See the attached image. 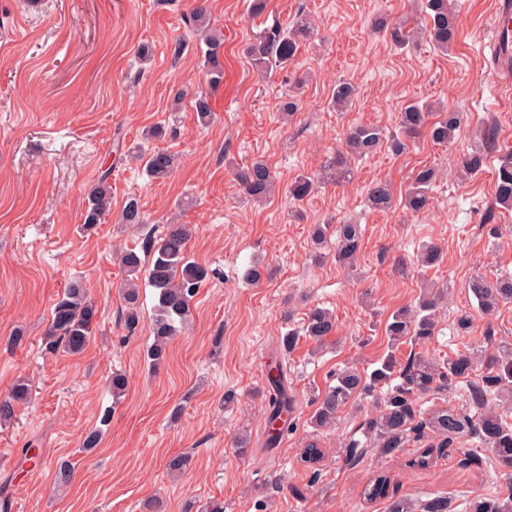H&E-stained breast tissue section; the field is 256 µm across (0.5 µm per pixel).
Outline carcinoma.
Listing matches in <instances>:
<instances>
[{
    "label": "carcinoma",
    "instance_id": "cac0c4a2",
    "mask_svg": "<svg viewBox=\"0 0 512 512\" xmlns=\"http://www.w3.org/2000/svg\"><path fill=\"white\" fill-rule=\"evenodd\" d=\"M422 10L427 16L429 40L437 48L446 50L456 36V0H424ZM190 31L204 45V67L212 87L219 86L224 79V39L210 29V18L203 7L196 8L185 17ZM312 33V25L300 14L292 25L282 27L275 24L263 31L246 48V55L255 68L272 71L284 68L291 62L301 43ZM355 94L349 82H339L333 91L336 107L347 106ZM194 111L198 121L207 124L212 119V109L207 95L193 96ZM431 110L425 105L412 104L399 116V124L405 133L415 135L426 130L436 144H447L454 140L461 124L460 114L446 112L435 122L429 121ZM381 130L372 125L355 126L347 134L346 145L351 154L363 157L375 153L381 146ZM461 168L468 174L483 170L486 157L481 152L465 154L460 159ZM147 175L157 181L171 176L175 168V157L165 150H154L145 155ZM112 169H107L89 186L83 226L87 230L104 222L112 215V186L109 179ZM435 172L431 168L417 171L412 177L405 195V205L420 212L429 204V192ZM237 179L246 195L256 201L270 197L276 186V177L270 167L255 161L237 172ZM319 184L318 175L312 172L297 175L289 184L288 192L297 200L309 197ZM367 201L379 210L388 208L392 202L390 187L378 182L369 186ZM494 201L504 209L512 208V150L506 152L495 173ZM118 222L138 227L146 223L145 213L138 200L129 198L121 209ZM190 237L187 224L171 222L165 225L157 240H146L145 252L149 260L136 252L127 251L121 257L127 279L122 291L126 306L125 325L135 327L139 315V286L137 281L144 275L155 290L157 304L154 308L153 342L147 349L150 363H162L168 345L186 323L191 314V304L199 288L209 278L204 266L191 260L186 251ZM360 231L356 224L336 226V262L350 265L357 257ZM471 289L478 303V310L487 314L502 305L512 303V275L504 274L493 281L481 277L471 282ZM440 294H426L413 309L402 308L394 312L386 323L385 332L392 348L409 339H424L431 336L437 326V309ZM97 307L91 298L84 280H71L63 293L54 302L45 333L46 347L67 355H80L95 339ZM335 328L332 312L325 308L311 309L301 331L288 330L280 337V349L291 352L299 337L305 336L323 342ZM476 352L463 351L448 361H438L423 355L414 356L403 365L389 353L380 361L369 376H362L351 368L336 377V384L328 387L318 398L317 407L310 423L317 429L330 426L338 411L356 397L373 392L379 386L382 401L378 414L367 419L361 426L363 439H352L346 444L345 457L353 460L364 448H376L383 456H391L412 442L420 441L429 433L439 439L437 444L425 442L419 453L410 461L414 468H425L433 459V448L453 446L460 439L476 442V447L486 448L505 468H512V424L506 422L490 408V402L504 391L512 392V349L505 347L497 352L484 354V375L481 384L472 389V411L463 412L454 408H435L423 412L417 408L420 397L433 391H445L468 378L475 367ZM275 375L268 376V424L270 435L267 444L275 446L290 430V423L274 427L280 417L290 412L293 398L284 384V369L273 366ZM30 395L27 380L20 379L12 391L0 399V423L14 415V405ZM390 476L380 472L365 486L362 495L366 501L388 497ZM471 512H512V498L482 497L472 502Z\"/></svg>",
    "mask_w": 512,
    "mask_h": 512
}]
</instances>
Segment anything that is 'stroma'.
Returning a JSON list of instances; mask_svg holds the SVG:
<instances>
[{"label": "stroma", "mask_w": 512, "mask_h": 512, "mask_svg": "<svg viewBox=\"0 0 512 512\" xmlns=\"http://www.w3.org/2000/svg\"><path fill=\"white\" fill-rule=\"evenodd\" d=\"M205 3L224 35V81L216 88L197 47L176 62L169 51L187 36L183 17L196 0H0V398L18 379L32 385L30 399L0 426V497L8 512H143L149 499L162 501L164 512H202L212 500L224 512H256L261 500L266 512H387V501L361 496L381 470L391 477V496L408 499L415 512L437 495L449 498L452 512H468L483 496H511L512 481L484 448L470 466L461 463L462 444L435 449L423 470L410 467L411 447L390 456L372 448L347 463L345 445L375 414L377 393L341 409L330 427L310 423L318 394L339 371L378 366L388 352L389 317L415 307L427 289H447L448 302L434 334L400 345L398 360L512 345V304L480 314L470 288L474 278L512 274V210L493 198L495 171L512 147V93L489 68L495 0H458L457 35L445 52L424 36L399 46L374 30L380 17L415 28L422 0H266L258 14L253 0ZM299 13L311 20L312 37L287 68L259 76L246 44ZM142 44L154 51L150 63L138 59ZM342 81L354 85L355 96L340 111L331 96ZM181 86L206 90L209 124L198 122L191 99L172 111ZM291 97L300 106L288 117L280 104ZM422 102L461 114L452 142L403 134L400 112ZM156 124L165 136L143 140ZM357 125L382 128L381 148L352 159L350 181L291 198L295 176L345 153L346 134ZM396 141L401 151L393 150ZM140 145L175 154L169 179H148L133 155ZM476 150L486 157L483 171L461 175V156ZM256 160L277 177L263 203L247 200L235 176ZM423 167L435 169L436 180L429 209L414 213L404 194ZM105 169L113 214L88 231L84 193ZM378 181L393 194L383 211L365 205L368 185ZM131 196L148 219L139 229L117 218ZM173 216L192 230L188 256L212 275L165 361L153 366L146 348L156 294L141 285V318L127 329L119 257L141 250ZM316 224L360 226L354 267L336 262L335 234L322 246L312 243ZM430 244L442 259L420 267L417 256ZM252 266L260 282L244 280ZM75 277L86 282L98 317L94 341L70 356L46 350L44 334L53 303ZM317 306L333 313L336 330L319 345L300 338L283 356L294 430L267 448V361L279 352L280 336L300 329ZM465 312L474 322L464 334L457 319ZM17 333L23 343L9 346ZM116 373L127 380L118 398L109 387ZM229 392L235 399L228 406ZM92 430L101 441L88 452L82 441ZM312 439L324 452L314 470L300 459ZM26 447L38 465L23 462ZM180 453L192 462L174 477L166 463ZM65 460L75 471L61 485L56 471Z\"/></svg>", "instance_id": "obj_1"}]
</instances>
